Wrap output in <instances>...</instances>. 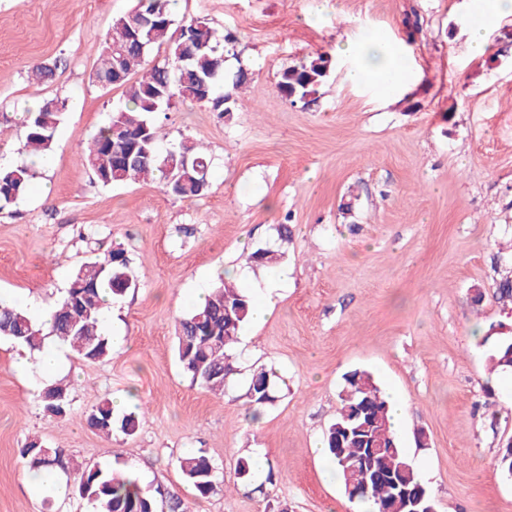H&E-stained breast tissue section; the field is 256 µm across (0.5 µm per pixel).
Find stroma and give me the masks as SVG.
Returning <instances> with one entry per match:
<instances>
[{"label": "stroma", "instance_id": "1", "mask_svg": "<svg viewBox=\"0 0 512 512\" xmlns=\"http://www.w3.org/2000/svg\"><path fill=\"white\" fill-rule=\"evenodd\" d=\"M327 11H320V3ZM133 0H0V167L29 164L18 118L46 98L66 110L47 168L0 209V294L57 303L71 272L102 249L127 252L135 288L113 302L123 338L104 362L63 350L66 418L45 415L36 371L12 363L19 345L0 339V512H93L74 493L32 494L24 443L41 439L73 459L160 482L193 512H362L316 456L336 417L345 373L370 371L407 405L397 430L438 512H512V479L496 466L512 438V376L488 370L490 327L512 336V306L495 296L512 277V17L488 19L483 0H181L174 17L234 32L245 68L236 111L218 116L174 101L156 119L168 140L187 138L212 160L211 186L181 201L153 182L100 183L83 160L97 130L125 103V89L92 74L101 42ZM487 21L483 54L470 32ZM379 31L406 48L418 83L375 95L331 64L315 95L290 104L277 74L337 43ZM52 79H31L34 65ZM292 237L290 279L268 320L246 325L240 374L216 396L192 384L174 358L189 294L244 253ZM275 367L288 387L259 420L242 399L252 369ZM145 414L132 436L87 423L106 399ZM429 440L419 446L416 435ZM204 450L224 481L197 497L177 460ZM265 451L273 473L238 477L239 458Z\"/></svg>", "mask_w": 512, "mask_h": 512}]
</instances>
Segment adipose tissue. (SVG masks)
<instances>
[{
	"mask_svg": "<svg viewBox=\"0 0 512 512\" xmlns=\"http://www.w3.org/2000/svg\"><path fill=\"white\" fill-rule=\"evenodd\" d=\"M336 52L353 59L349 79L354 84L392 90L411 87L413 69L402 48L376 31L368 30L358 40L337 44Z\"/></svg>",
	"mask_w": 512,
	"mask_h": 512,
	"instance_id": "obj_1",
	"label": "adipose tissue"
}]
</instances>
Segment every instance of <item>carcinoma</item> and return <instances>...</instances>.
<instances>
[{"mask_svg": "<svg viewBox=\"0 0 512 512\" xmlns=\"http://www.w3.org/2000/svg\"><path fill=\"white\" fill-rule=\"evenodd\" d=\"M169 0H136L135 6L117 17L101 45L93 73L95 82L112 74L117 67L127 85V102L112 113L83 151L85 162L104 185L153 181L171 195L192 201L207 194L211 158L197 145L187 141L168 142L161 134L155 114L170 108L173 100L200 102L202 86H207L205 105L221 115L237 110V91L248 82V74L240 69L232 83L225 82L226 55L235 51L237 38L230 31L221 33L205 18L191 20L181 28L197 32L202 46H186L187 38L173 30L174 20ZM141 17L153 23L140 31L139 39L128 44L122 34ZM165 48L163 65H155L135 83H128L131 71L145 61L154 50ZM327 58L311 60L283 68L277 85L281 96L293 95L301 102L316 92L326 77ZM65 104L58 99L42 101L34 112L20 116L25 128L24 147L35 157L49 155L56 128L64 115ZM189 159L185 169L168 171L164 162L168 154ZM32 178L26 166L0 167V205L6 206L22 197ZM283 253L272 247L252 251L247 260L256 266H272ZM136 287L129 272L125 250L112 247L103 256L82 263L73 272L69 285L57 305L52 329L43 333L40 324L17 305L0 302V337L32 352L43 350L55 338L79 357L101 362L112 353V342L99 327L107 300L104 291L118 297L116 288ZM252 298L242 288L223 281L213 288L204 304L182 317L176 327L175 353L192 383L217 395L230 387V379L238 373L233 346L240 331L249 321ZM491 369L512 373V339L498 342L488 357ZM279 377L264 369L250 375L244 393L246 404L258 418L277 401ZM47 393L62 395L67 406L63 412H51L48 402L41 401L44 412L63 417L70 411L69 388L53 384ZM340 406L335 421L323 437L325 452L336 465L338 478L349 498L372 502L375 512L390 507L393 512H435L437 505L417 471L400 448L392 429L388 405L373 374L354 369L344 376L339 395ZM364 406L371 418H353L356 408ZM142 414L116 410L106 400L88 416L90 427L112 431L119 426L122 433L134 434ZM384 452L369 460L368 448ZM32 469L65 471L71 459L62 448H48L32 439L20 449ZM179 468L193 486L197 496L205 498L215 492L221 467L202 452L178 458ZM76 494L94 506V512H190L188 504L176 492L162 484L144 486L133 473L107 469L99 465L76 468Z\"/></svg>", "mask_w": 512, "mask_h": 512, "instance_id": "cac0c4a2", "label": "carcinoma"}]
</instances>
